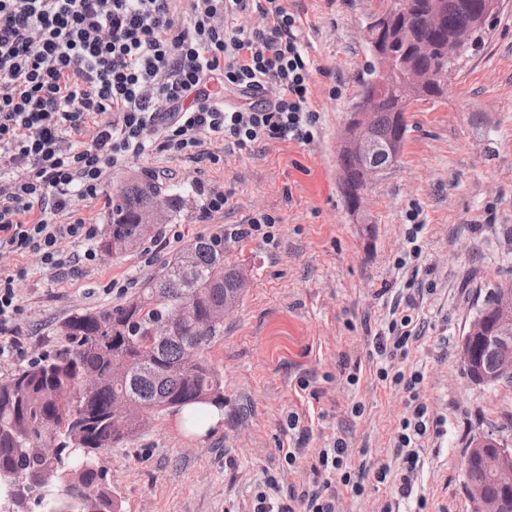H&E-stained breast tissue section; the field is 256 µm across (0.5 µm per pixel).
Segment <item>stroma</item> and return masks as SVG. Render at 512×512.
<instances>
[{"mask_svg":"<svg viewBox=\"0 0 512 512\" xmlns=\"http://www.w3.org/2000/svg\"><path fill=\"white\" fill-rule=\"evenodd\" d=\"M315 68L311 103L320 119L312 142L271 140L238 150L207 139L206 157L154 150L108 169L98 196L77 200L75 216L106 227L117 191L150 176L188 188L181 218L120 257L84 258L86 244L63 242L66 266L43 268L33 255L0 254L22 313L12 327L26 355L0 357V380L66 349L61 325L74 313L136 297L161 261L200 237L224 239L250 284L224 319L207 358L224 379V409L206 435L181 414L146 428L98 460L122 512H254L267 477L277 500L299 508L303 492L328 479L320 449L343 442L362 493L337 486L335 512H470L461 452L474 435L512 439V386L482 390L460 364V338L484 296L512 287V0L447 80V95L410 106L397 161L363 196L361 221L339 192L336 138L370 60L363 37L379 0H288ZM219 163H212V156ZM223 188V212L205 215L206 190ZM280 217L278 242L237 240L227 228L254 213ZM422 230L408 259L412 223ZM414 300L408 353L376 352L395 306ZM418 374L414 389L382 385L379 367ZM428 408L427 432L410 497L398 494L400 421L413 403ZM302 442L295 464L287 448ZM388 465L385 481L376 471Z\"/></svg>","mask_w":512,"mask_h":512,"instance_id":"obj_1","label":"stroma"}]
</instances>
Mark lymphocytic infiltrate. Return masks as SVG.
Masks as SVG:
<instances>
[{"mask_svg": "<svg viewBox=\"0 0 512 512\" xmlns=\"http://www.w3.org/2000/svg\"><path fill=\"white\" fill-rule=\"evenodd\" d=\"M254 14L261 25H248ZM298 26L284 0H0V169L26 173L0 184V250L64 266V240L98 234L72 219L76 200L97 196L109 168L147 147L179 156L209 136L242 150L313 140V65ZM228 88L242 103L225 100ZM426 414L416 405L400 423L403 497ZM318 459L338 482L306 494L300 512H333L337 486L360 488L342 442Z\"/></svg>", "mask_w": 512, "mask_h": 512, "instance_id": "f902f5d3", "label": "lymphocytic infiltrate"}]
</instances>
